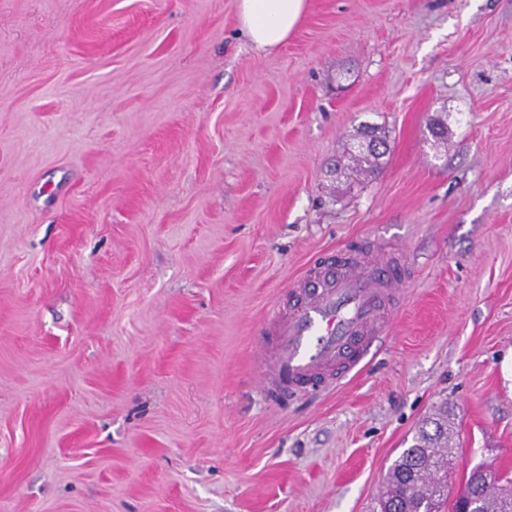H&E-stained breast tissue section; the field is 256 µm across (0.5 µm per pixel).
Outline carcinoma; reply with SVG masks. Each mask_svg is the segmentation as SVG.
Instances as JSON below:
<instances>
[{"instance_id":"cac0c4a2","label":"carcinoma","mask_w":512,"mask_h":512,"mask_svg":"<svg viewBox=\"0 0 512 512\" xmlns=\"http://www.w3.org/2000/svg\"><path fill=\"white\" fill-rule=\"evenodd\" d=\"M388 153L386 137L379 128L361 125L358 141L336 160V173L346 171L374 175ZM454 421L448 407L419 426L414 444L391 464L379 506L380 512H439L448 500L444 477L453 463L456 445L452 441ZM473 512H512V476L496 467H485Z\"/></svg>"}]
</instances>
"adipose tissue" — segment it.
<instances>
[{"instance_id": "obj_1", "label": "adipose tissue", "mask_w": 512, "mask_h": 512, "mask_svg": "<svg viewBox=\"0 0 512 512\" xmlns=\"http://www.w3.org/2000/svg\"><path fill=\"white\" fill-rule=\"evenodd\" d=\"M307 0H237L241 27L248 39L261 50L285 43L300 22Z\"/></svg>"}]
</instances>
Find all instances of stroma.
<instances>
[{
    "label": "stroma",
    "instance_id": "obj_1",
    "mask_svg": "<svg viewBox=\"0 0 512 512\" xmlns=\"http://www.w3.org/2000/svg\"><path fill=\"white\" fill-rule=\"evenodd\" d=\"M367 239L385 343L273 404L268 313ZM443 405L451 493L512 472V0H308L270 51L236 0H0V512H380ZM365 134L372 135L381 142L383 147L381 149L371 147L363 140ZM387 153L388 143L386 137L379 132V128L370 124H362L357 143L336 160V175L346 171L360 175H375L382 168V158Z\"/></svg>",
    "mask_w": 512,
    "mask_h": 512
}]
</instances>
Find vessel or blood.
<instances>
[{
	"instance_id": "b4317fda",
	"label": "vessel or blood",
	"mask_w": 512,
	"mask_h": 512,
	"mask_svg": "<svg viewBox=\"0 0 512 512\" xmlns=\"http://www.w3.org/2000/svg\"><path fill=\"white\" fill-rule=\"evenodd\" d=\"M398 286L382 251L309 270L299 300L268 317L257 351L265 394L331 388L363 370L389 332Z\"/></svg>"
}]
</instances>
